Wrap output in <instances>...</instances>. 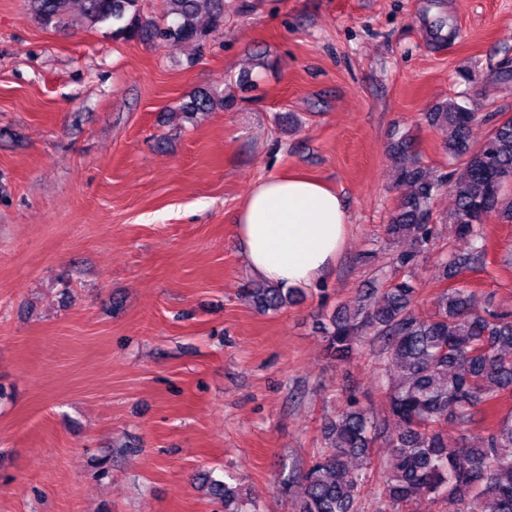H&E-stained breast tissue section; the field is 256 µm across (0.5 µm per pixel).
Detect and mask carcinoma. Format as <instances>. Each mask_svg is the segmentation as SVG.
<instances>
[{
    "label": "carcinoma",
    "mask_w": 512,
    "mask_h": 512,
    "mask_svg": "<svg viewBox=\"0 0 512 512\" xmlns=\"http://www.w3.org/2000/svg\"><path fill=\"white\" fill-rule=\"evenodd\" d=\"M34 19L58 25L72 0H27ZM90 26L124 22L118 31L169 43L201 46L224 24V0H162V20L144 18L139 0H80ZM234 99L198 91L179 106L191 117ZM431 126L447 134L444 149L460 164L455 204L447 222L469 249L438 263L440 289L427 308L419 306L415 270L432 240L431 201L448 184L404 139L394 148L395 182L407 185L383 232L392 247L394 272L372 296L341 305L319 326L330 357L341 365L355 359L367 342L375 345L388 378L386 414L378 420L355 399L324 422V450L303 477L293 512H356L370 478L371 450L388 449L380 463V493L393 506L420 496L440 498L448 512H512V413H498L501 394L512 391V319L487 309L475 290L450 286L462 270L484 264L483 225L496 218L512 223V117L501 120L479 146L472 134L477 113L454 98L427 113ZM245 297L260 313L277 312L294 291L251 282ZM398 427L386 428L388 420ZM489 423L477 443H448V424L462 428ZM364 466H353V460ZM210 495L224 512H257L227 483L206 478Z\"/></svg>",
    "instance_id": "cac0c4a2"
}]
</instances>
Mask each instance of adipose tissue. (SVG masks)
<instances>
[{
    "label": "adipose tissue",
    "mask_w": 512,
    "mask_h": 512,
    "mask_svg": "<svg viewBox=\"0 0 512 512\" xmlns=\"http://www.w3.org/2000/svg\"><path fill=\"white\" fill-rule=\"evenodd\" d=\"M349 224L336 191L301 175L276 174L256 182L236 217L250 269L288 288L324 275L346 244Z\"/></svg>",
    "instance_id": "obj_1"
}]
</instances>
